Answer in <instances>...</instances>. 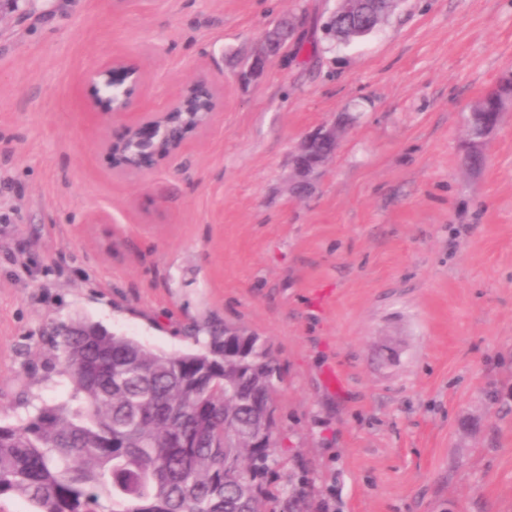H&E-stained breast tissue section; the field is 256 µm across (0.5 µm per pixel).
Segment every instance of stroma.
Here are the masks:
<instances>
[{"instance_id": "stroma-1", "label": "stroma", "mask_w": 512, "mask_h": 512, "mask_svg": "<svg viewBox=\"0 0 512 512\" xmlns=\"http://www.w3.org/2000/svg\"><path fill=\"white\" fill-rule=\"evenodd\" d=\"M336 0H16L0 10V422L70 397L76 320L164 352L229 324L277 359L269 512H512V110L466 162V117L512 71V0H400L331 46ZM294 23L255 82L238 70ZM120 54L148 107L207 74L223 109L176 157L114 175L122 119L82 75ZM350 118L303 198L295 150ZM399 334L400 364L378 355ZM343 376L342 389L328 381Z\"/></svg>"}]
</instances>
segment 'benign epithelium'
I'll list each match as a JSON object with an SVG mask.
<instances>
[{
    "label": "benign epithelium",
    "mask_w": 512,
    "mask_h": 512,
    "mask_svg": "<svg viewBox=\"0 0 512 512\" xmlns=\"http://www.w3.org/2000/svg\"><path fill=\"white\" fill-rule=\"evenodd\" d=\"M336 16L348 21L354 37L365 34L358 0H338ZM270 59L266 45H258L243 63L239 72L241 79L258 77L268 67ZM144 78V70L122 55L112 56L84 76L86 107L109 112L125 122L120 139L102 142L112 172L117 175H139L163 159L177 157L193 138L211 126L222 106L212 83L199 77L183 86L166 107L144 108L137 112L135 107ZM508 100L512 101V75L505 74L470 113L469 120L481 122V132L468 138L472 158H479L480 146L496 131ZM344 125L346 117L340 115L301 141L294 157L292 190L296 195L304 196L311 190L315 177L336 153ZM260 414L264 428L253 440L252 447L274 448L277 444L275 403L265 402Z\"/></svg>",
    "instance_id": "7a95c632"
}]
</instances>
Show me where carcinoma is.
<instances>
[{"label": "carcinoma", "mask_w": 512, "mask_h": 512, "mask_svg": "<svg viewBox=\"0 0 512 512\" xmlns=\"http://www.w3.org/2000/svg\"><path fill=\"white\" fill-rule=\"evenodd\" d=\"M203 348L165 353L75 321L52 347L70 399L0 423V498L34 512H267L272 450L251 447L252 409L279 372L254 344L226 356V328ZM232 433L224 447V428Z\"/></svg>", "instance_id": "carcinoma-1"}]
</instances>
